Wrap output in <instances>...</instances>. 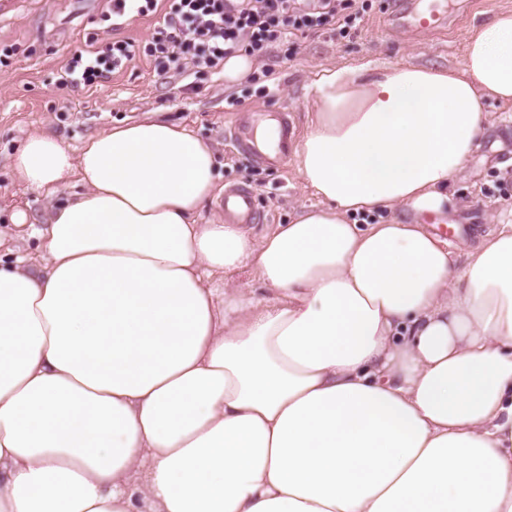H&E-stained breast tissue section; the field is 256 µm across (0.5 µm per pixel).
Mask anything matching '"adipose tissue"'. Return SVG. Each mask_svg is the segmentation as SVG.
Segmentation results:
<instances>
[{
    "label": "adipose tissue",
    "instance_id": "1",
    "mask_svg": "<svg viewBox=\"0 0 512 512\" xmlns=\"http://www.w3.org/2000/svg\"><path fill=\"white\" fill-rule=\"evenodd\" d=\"M309 99L318 203L260 237L200 223L215 157L183 125L22 142L53 206L41 267L0 253V512H512V217L461 263L353 221L449 203L512 104V11L461 67L330 68Z\"/></svg>",
    "mask_w": 512,
    "mask_h": 512
}]
</instances>
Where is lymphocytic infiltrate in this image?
I'll list each match as a JSON object with an SVG mask.
<instances>
[{"label":"lymphocytic infiltrate","mask_w":512,"mask_h":512,"mask_svg":"<svg viewBox=\"0 0 512 512\" xmlns=\"http://www.w3.org/2000/svg\"><path fill=\"white\" fill-rule=\"evenodd\" d=\"M115 10L137 16L161 14L158 38L146 47L120 40L111 47L75 56L65 68L71 86L91 85L145 55L157 67L191 55L196 66L214 68L236 54L263 55L288 35L335 25L337 36L349 35L358 16L341 14L338 0H114Z\"/></svg>","instance_id":"obj_1"}]
</instances>
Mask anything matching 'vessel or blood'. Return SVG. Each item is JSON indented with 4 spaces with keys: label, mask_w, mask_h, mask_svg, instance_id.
<instances>
[{
    "label": "vessel or blood",
    "mask_w": 512,
    "mask_h": 512,
    "mask_svg": "<svg viewBox=\"0 0 512 512\" xmlns=\"http://www.w3.org/2000/svg\"><path fill=\"white\" fill-rule=\"evenodd\" d=\"M447 0H400L395 18L408 31L432 30L448 20ZM296 126L292 110L244 111L231 131V139L242 152L258 164L268 167L284 165L293 153ZM257 193L248 186L225 188L221 206L229 224H257L263 219L257 208Z\"/></svg>",
    "instance_id": "obj_1"
}]
</instances>
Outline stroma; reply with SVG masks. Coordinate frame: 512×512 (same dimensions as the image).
<instances>
[{
  "instance_id": "obj_1",
  "label": "stroma",
  "mask_w": 512,
  "mask_h": 512,
  "mask_svg": "<svg viewBox=\"0 0 512 512\" xmlns=\"http://www.w3.org/2000/svg\"><path fill=\"white\" fill-rule=\"evenodd\" d=\"M363 11L357 30L344 38L329 29L289 37L268 55L254 58L251 76L229 85L223 69L195 66L181 59L157 73L150 59L137 60L109 79L85 89L63 86V66L74 48L92 50L118 40L147 43L158 29L156 15L113 25L109 0H0V239L17 256L39 259L42 242L31 227H14L13 212L29 214L31 226L47 221L49 202L16 179L13 157L27 135L47 129L79 148L112 125L159 113L188 127L215 151L219 184L247 183L269 220L254 225L261 235L287 224L315 199L305 189L294 163L278 168L256 165L235 151L225 133L238 108L265 110L279 105L295 112L299 131H306L311 110L308 88L326 68L368 63L374 66L416 64L434 68L458 66L466 38L476 25L512 0H472L461 7L448 0V25L428 32H404L390 22L387 0H343ZM449 214L475 225L477 234L492 228V219L512 213V105L489 107V127L479 148L449 189Z\"/></svg>"
}]
</instances>
